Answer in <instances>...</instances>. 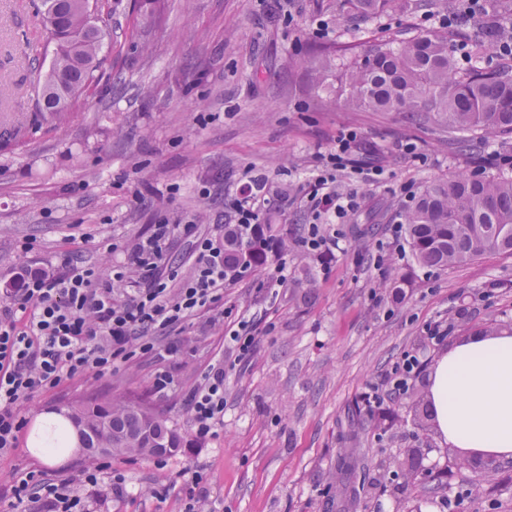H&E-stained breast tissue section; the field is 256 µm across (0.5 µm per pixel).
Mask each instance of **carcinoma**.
Listing matches in <instances>:
<instances>
[{"instance_id": "cac0c4a2", "label": "carcinoma", "mask_w": 512, "mask_h": 512, "mask_svg": "<svg viewBox=\"0 0 512 512\" xmlns=\"http://www.w3.org/2000/svg\"><path fill=\"white\" fill-rule=\"evenodd\" d=\"M88 0H42L50 63L36 76L37 105L57 124L66 123L80 96L98 79L107 32L87 6ZM357 16L376 18L396 9L422 8L411 0H346ZM495 26L512 32V12L490 0ZM312 79L336 71L348 86L343 106L378 112H408L432 120L448 133L512 134V67H471L460 71L448 46V33L425 32L409 38L378 39L361 57L348 58L335 46L314 50ZM403 230L414 260L422 266L465 264L487 254H512V176L480 177L460 172L446 182L427 185L404 215ZM260 237L245 239L224 225V267L267 261ZM57 414L112 455L158 458L182 447L183 438L145 401L111 399L89 392L63 405Z\"/></svg>"}]
</instances>
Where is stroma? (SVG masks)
Listing matches in <instances>:
<instances>
[{
  "instance_id": "35a3bbf8",
  "label": "stroma",
  "mask_w": 512,
  "mask_h": 512,
  "mask_svg": "<svg viewBox=\"0 0 512 512\" xmlns=\"http://www.w3.org/2000/svg\"><path fill=\"white\" fill-rule=\"evenodd\" d=\"M153 23L142 0H101L111 30L97 82L70 121L41 116L35 70L51 49L41 0H0V123L23 136L0 142V287L21 268L58 263L65 252L109 278L112 246H125L168 213L223 236L232 192L245 171L268 175L288 208L275 223L302 233L303 189L318 147L344 131L374 143L375 183L349 172L339 188L359 207L337 225L339 247L321 264L297 245L288 281L272 290L274 263L248 270L224 290L223 314L192 317L178 336L112 372L88 367L21 406L25 418L54 412L92 389L146 399L186 440L162 458L109 457L127 492L111 512H182L183 487L202 471L207 512H512V461L473 473L456 466L431 417L428 376L455 340L477 330L512 331V255L491 254L439 268L417 264L406 243L391 245L427 183L456 173L497 174L484 158L512 150V135L448 145V132L402 112L348 111L344 81L314 87L299 58L316 46L358 45L436 30L438 10H396L379 19L348 13L344 0H160ZM403 274L400 290L390 286ZM259 320L249 366L233 363L225 334ZM447 341L431 340L433 326ZM423 363L397 400L369 406L404 353ZM224 359V423L194 439L185 400L213 357ZM173 377L154 393L157 370ZM421 449L424 469L405 482L403 465ZM77 451L46 462L22 441L0 458V480L36 467L48 477L77 474Z\"/></svg>"
}]
</instances>
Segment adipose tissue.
Segmentation results:
<instances>
[{
    "mask_svg": "<svg viewBox=\"0 0 512 512\" xmlns=\"http://www.w3.org/2000/svg\"><path fill=\"white\" fill-rule=\"evenodd\" d=\"M428 403L442 444L468 459H512V332L451 344L430 374Z\"/></svg>",
    "mask_w": 512,
    "mask_h": 512,
    "instance_id": "ef3b65f1",
    "label": "adipose tissue"
}]
</instances>
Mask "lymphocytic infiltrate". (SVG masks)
Wrapping results in <instances>:
<instances>
[{
    "mask_svg": "<svg viewBox=\"0 0 512 512\" xmlns=\"http://www.w3.org/2000/svg\"><path fill=\"white\" fill-rule=\"evenodd\" d=\"M355 132L340 134L317 155V172L306 183L310 218L297 243L314 256L330 259L338 244L333 224L358 208L356 194L336 187L337 171L350 165ZM270 182L244 173L230 202V222L243 236L270 221ZM179 238L191 241L192 273L179 277L166 255ZM124 283L115 298V283ZM230 280L224 269L223 239L202 235L193 221L158 215L112 261V277L100 280L95 268L64 254L59 264L17 272L0 289V458L19 447L28 424L20 405L81 374L88 365L116 369L134 351H151L152 339L182 328L198 312L223 304ZM224 360L215 358L202 384L187 401L197 439L212 436L224 420ZM101 467L89 463L79 479L45 478L43 472L14 474L8 489L23 512H91L106 497L89 500L83 488L99 485Z\"/></svg>",
    "mask_w": 512,
    "mask_h": 512,
    "instance_id": "obj_1",
    "label": "lymphocytic infiltrate"
}]
</instances>
